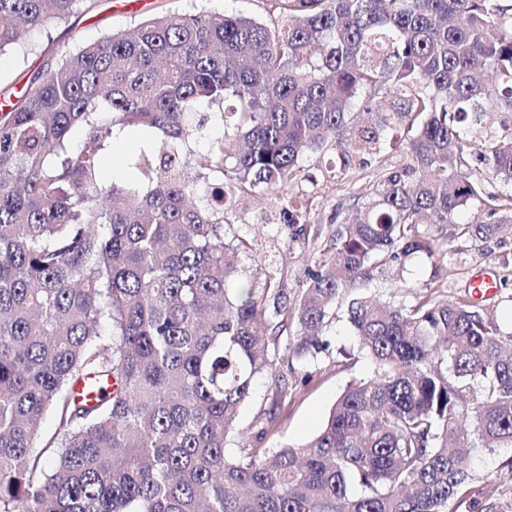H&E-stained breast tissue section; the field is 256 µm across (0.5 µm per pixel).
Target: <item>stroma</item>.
Masks as SVG:
<instances>
[{"label": "stroma", "mask_w": 512, "mask_h": 512, "mask_svg": "<svg viewBox=\"0 0 512 512\" xmlns=\"http://www.w3.org/2000/svg\"><path fill=\"white\" fill-rule=\"evenodd\" d=\"M202 9L240 14L268 25L280 21L275 0H153L148 9L118 14L111 12L110 0H91L90 8H79L66 22L46 30L27 31L18 44L0 55V101L19 90L31 74L55 64L65 52L162 12L184 14ZM151 149L152 142L144 133L126 130L115 135L105 152L103 181L146 188L141 163ZM405 149L404 130H389L381 152L366 156L365 175L354 179L341 174L343 149L338 143L328 142L322 151L305 155L301 161L305 178L296 192L298 197L311 201L305 215L311 229L320 230L325 236L332 234L336 211L364 202L370 175L399 165ZM225 218L226 237L245 234L253 241V253L244 259L245 273L252 282L262 285L266 274L272 273L282 280L289 294H299L305 286L308 267L321 257L316 243L292 236L290 229L281 224L274 200L265 196H235ZM430 230L446 243V257L414 258L400 269L374 271L370 290L384 296L394 288L399 298L407 301L411 289L435 286L440 288L442 298L451 300L469 287L473 277L487 274L496 279V290L474 293L473 299L482 308L496 311L503 326L512 325V235L475 244L457 237L452 224H434ZM371 371V363L362 356L340 362L322 358L310 383L283 406L279 431L269 439V446L304 443L323 426L346 384Z\"/></svg>", "instance_id": "1"}]
</instances>
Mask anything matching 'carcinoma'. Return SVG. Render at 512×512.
I'll use <instances>...</instances> for the list:
<instances>
[{"label":"carcinoma","mask_w":512,"mask_h":512,"mask_svg":"<svg viewBox=\"0 0 512 512\" xmlns=\"http://www.w3.org/2000/svg\"><path fill=\"white\" fill-rule=\"evenodd\" d=\"M78 2L0 0V54ZM277 8L273 27L160 13L65 53L0 107V512H492L485 483H512V457L492 477L474 467L512 448V331L468 290L360 292L375 270L447 253L427 224L475 243L512 233V194L473 178L476 164L512 185V137L471 139L487 112H512V8ZM380 95L394 111H373ZM216 114L233 132L210 140L207 168L227 185L187 173ZM116 125L156 135L144 192L101 179ZM391 125L410 133L400 169L336 222L300 295L243 280L252 244L224 241L225 191L275 197L292 227L302 157L347 132V168ZM341 303L372 372L307 441L264 446L292 396L282 340L317 362ZM264 372L269 406L229 454ZM86 380L98 397L75 393Z\"/></svg>","instance_id":"1"}]
</instances>
